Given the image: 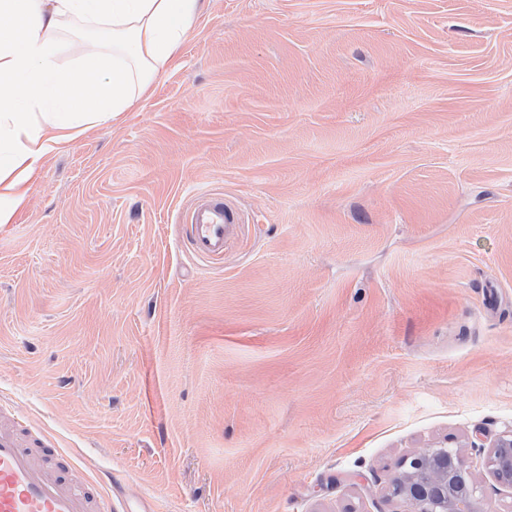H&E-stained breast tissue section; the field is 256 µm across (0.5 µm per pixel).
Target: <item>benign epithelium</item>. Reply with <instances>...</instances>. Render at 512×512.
I'll use <instances>...</instances> for the list:
<instances>
[{"label": "benign epithelium", "mask_w": 512, "mask_h": 512, "mask_svg": "<svg viewBox=\"0 0 512 512\" xmlns=\"http://www.w3.org/2000/svg\"><path fill=\"white\" fill-rule=\"evenodd\" d=\"M491 460L496 481L511 487L512 433L495 441ZM385 495L405 504V512H481L473 473L455 448H423L406 455Z\"/></svg>", "instance_id": "benign-epithelium-1"}]
</instances>
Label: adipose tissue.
I'll list each match as a JSON object with an SVG mask.
<instances>
[{"instance_id": "ef3b65f1", "label": "adipose tissue", "mask_w": 512, "mask_h": 512, "mask_svg": "<svg viewBox=\"0 0 512 512\" xmlns=\"http://www.w3.org/2000/svg\"><path fill=\"white\" fill-rule=\"evenodd\" d=\"M201 0H0V224L44 156L129 109L174 57ZM87 35L64 65L62 31Z\"/></svg>"}]
</instances>
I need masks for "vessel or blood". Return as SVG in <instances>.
<instances>
[{"mask_svg": "<svg viewBox=\"0 0 512 512\" xmlns=\"http://www.w3.org/2000/svg\"><path fill=\"white\" fill-rule=\"evenodd\" d=\"M182 224L192 253L219 260L242 234L234 205L204 193L184 212ZM48 448H31L12 430L0 428V512H112V499L94 484L68 478L47 467Z\"/></svg>", "mask_w": 512, "mask_h": 512, "instance_id": "b4317fda", "label": "vessel or blood"}]
</instances>
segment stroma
Masks as SVG:
<instances>
[{"instance_id":"35a3bbf8","label":"stroma","mask_w":512,"mask_h":512,"mask_svg":"<svg viewBox=\"0 0 512 512\" xmlns=\"http://www.w3.org/2000/svg\"><path fill=\"white\" fill-rule=\"evenodd\" d=\"M243 233L181 230L201 193ZM115 512H402L457 448L512 512V0H204L0 224V414ZM182 224L192 253L207 260L222 259L225 248L242 234L234 205L215 194L198 196L182 215ZM491 460L494 465L496 481L502 485L512 486V433L499 437L492 446ZM507 460L508 468L499 467V462Z\"/></svg>"}]
</instances>
